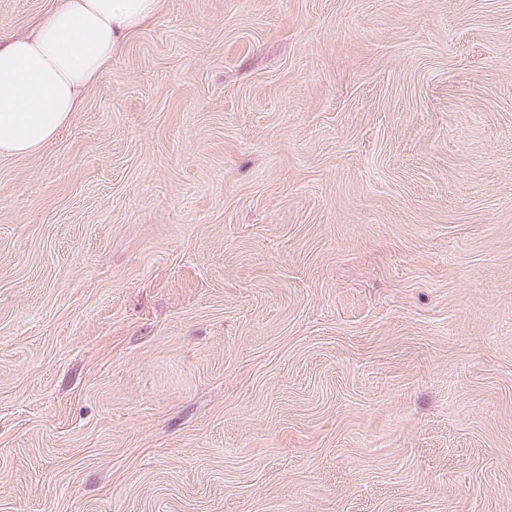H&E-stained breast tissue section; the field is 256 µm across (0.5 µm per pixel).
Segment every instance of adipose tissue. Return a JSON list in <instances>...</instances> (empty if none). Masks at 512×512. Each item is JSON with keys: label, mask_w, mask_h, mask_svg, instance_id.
<instances>
[{"label": "adipose tissue", "mask_w": 512, "mask_h": 512, "mask_svg": "<svg viewBox=\"0 0 512 512\" xmlns=\"http://www.w3.org/2000/svg\"><path fill=\"white\" fill-rule=\"evenodd\" d=\"M161 0H59L30 36L0 41V155H26L72 121L86 89L112 65Z\"/></svg>", "instance_id": "adipose-tissue-1"}]
</instances>
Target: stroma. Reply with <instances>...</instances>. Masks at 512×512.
I'll list each match as a JSON object with an SVG mask.
<instances>
[{
    "label": "stroma",
    "mask_w": 512,
    "mask_h": 512,
    "mask_svg": "<svg viewBox=\"0 0 512 512\" xmlns=\"http://www.w3.org/2000/svg\"><path fill=\"white\" fill-rule=\"evenodd\" d=\"M0 512H512V0H162L0 155Z\"/></svg>",
    "instance_id": "obj_1"
}]
</instances>
